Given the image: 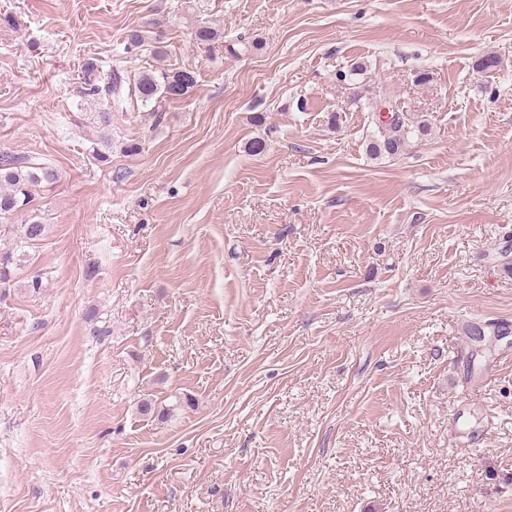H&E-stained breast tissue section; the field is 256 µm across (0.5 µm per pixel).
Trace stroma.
I'll return each mask as SVG.
<instances>
[{
  "label": "stroma",
  "mask_w": 512,
  "mask_h": 512,
  "mask_svg": "<svg viewBox=\"0 0 512 512\" xmlns=\"http://www.w3.org/2000/svg\"><path fill=\"white\" fill-rule=\"evenodd\" d=\"M134 29L196 85L99 162ZM384 101L430 131L373 159ZM0 152L59 173L0 233V512H512V0H0ZM94 114L91 119L97 124L100 135L97 136V139L90 140L91 145L88 151L94 159L104 162L109 156L103 152V149L112 146V137L108 134V130L112 126V114L111 112H94Z\"/></svg>",
  "instance_id": "1"
}]
</instances>
